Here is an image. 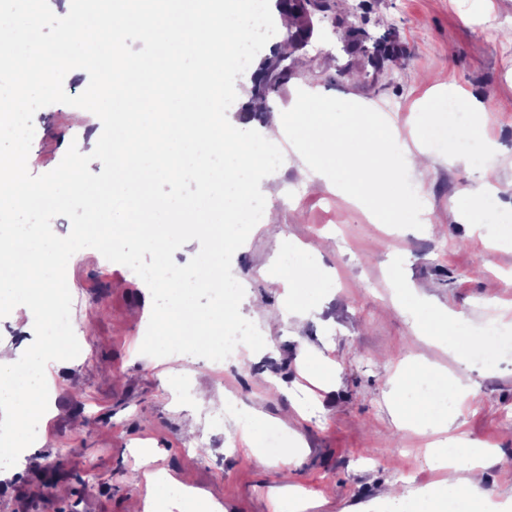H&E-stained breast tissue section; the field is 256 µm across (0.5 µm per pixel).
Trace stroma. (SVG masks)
<instances>
[{"label":"stroma","mask_w":512,"mask_h":512,"mask_svg":"<svg viewBox=\"0 0 512 512\" xmlns=\"http://www.w3.org/2000/svg\"><path fill=\"white\" fill-rule=\"evenodd\" d=\"M317 14L305 47H286L274 35L250 68L287 54L291 75L254 112L252 81L237 80L228 119L258 131L287 119L290 106L309 90L347 118L357 108L378 107L400 130H441L448 124L450 89L466 91L485 111L481 130L496 151L498 201L512 226V0H330ZM394 55L379 65L377 49ZM435 72L442 92H429L422 76ZM28 170L54 169L70 144L88 150L95 127L64 104L40 108ZM281 136L284 162L263 180L266 208L280 235L252 229L231 269L245 281L240 312L272 347L241 362L174 358L159 362L141 354L140 316L146 297L138 275L85 248L69 260L71 323L85 332V356L53 367L51 416L39 422L47 444H31L23 463L0 480V512H128L150 475L189 474L196 488L225 512H274V495L289 481L314 499L306 512H400L390 488L421 481L435 486L439 472L423 459L429 433L397 424L388 398L398 365L420 354L436 369L466 370L472 392L457 410L463 431L477 446L512 456V355L464 364L455 352L419 341L417 314L397 306L399 284L419 287L433 300L469 318L473 326L512 304V240L491 245L472 235L457 217L462 190L479 176L476 165L445 163L451 145L437 151L440 164L416 175L422 191L400 189L399 222L371 223L349 194L312 188L310 173ZM318 247L317 264L331 288L303 279L298 301L313 300L303 328L272 323L266 309L284 305L281 286L267 275L288 242ZM321 353L337 365L330 390L313 391L305 369ZM208 388L213 403L197 402ZM305 407L298 417L294 404ZM257 410L298 462L288 479L276 467L259 469L242 440L235 416Z\"/></svg>","instance_id":"35a3bbf8"}]
</instances>
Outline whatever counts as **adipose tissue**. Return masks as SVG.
I'll list each match as a JSON object with an SVG mask.
<instances>
[{"instance_id":"ef3b65f1","label":"adipose tissue","mask_w":512,"mask_h":512,"mask_svg":"<svg viewBox=\"0 0 512 512\" xmlns=\"http://www.w3.org/2000/svg\"><path fill=\"white\" fill-rule=\"evenodd\" d=\"M288 122L298 134L310 132L325 142L335 141L340 128L347 139L359 140V147L345 148L337 156L336 186L340 189L353 181L358 189L365 191L395 181L401 170L423 171L435 162L420 145L424 137L422 129L414 127L403 133L391 125L374 126L362 113L350 116L340 126L329 105L311 92L289 112ZM392 141L399 142L402 148L401 160L399 164L387 165L381 157ZM478 166L480 177L467 190L461 209L462 216L468 220L480 213L486 198L493 196L496 189L497 166L492 146H484ZM468 328L469 322L461 313L444 309L423 318L417 333L437 345H448L452 335L458 332L465 333L468 347L490 345V338L469 333ZM470 391L466 374L448 375L415 355L404 360L394 376L391 393L397 401V422L436 435L426 459L432 468L442 471L443 478L436 487L416 491L421 512H494L493 505L477 492L490 449L470 447L462 431L452 438L447 435L449 424L456 419L449 409L452 400L465 399ZM48 411L45 396L36 390L13 394L10 413L17 427V442L7 448V455L16 456L18 449L27 447L25 425L29 420L45 418ZM134 512H223V507L193 487L190 478L163 473L148 480L146 492L137 500Z\"/></svg>"}]
</instances>
